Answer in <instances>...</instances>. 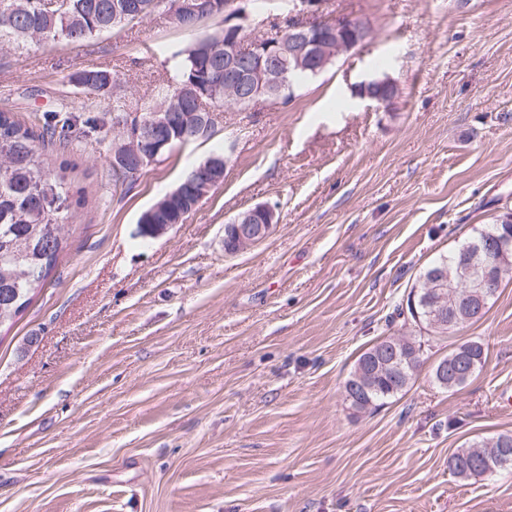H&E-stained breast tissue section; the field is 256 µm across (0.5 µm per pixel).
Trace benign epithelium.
<instances>
[{
	"instance_id": "benign-epithelium-1",
	"label": "benign epithelium",
	"mask_w": 512,
	"mask_h": 512,
	"mask_svg": "<svg viewBox=\"0 0 512 512\" xmlns=\"http://www.w3.org/2000/svg\"><path fill=\"white\" fill-rule=\"evenodd\" d=\"M252 0H176L170 9L174 21L194 18L199 21L220 16L224 18V101L234 105L258 102H277L293 88L290 75L310 69L317 73L333 64L336 59L357 47L364 39L363 28L347 17H322V0H290L288 8V34L274 39H252L245 42L243 33L252 25L249 11ZM387 86L391 97L398 94L397 83L390 78H376L360 85L364 96L378 104L383 100L370 94L378 86ZM222 120L219 109L198 113L194 125L184 127L181 138L209 135ZM165 122L154 118L142 123L136 132L122 123L114 125L112 163L129 161L135 164L134 176L156 162L164 144L156 142V125ZM221 178L209 165L199 167L191 176L200 197H205ZM277 228L275 209L258 204L247 209L224 225V251L240 252L263 242ZM505 262L497 259L482 267L461 265L457 271L464 298L471 299V307L484 310V300L492 295L500 282ZM452 274H444L426 284L436 296L433 304L434 322L445 324L446 316L452 321L459 317L460 304L448 300L446 288Z\"/></svg>"
}]
</instances>
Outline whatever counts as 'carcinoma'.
I'll list each match as a JSON object with an SVG mask.
<instances>
[{
	"label": "carcinoma",
	"mask_w": 512,
	"mask_h": 512,
	"mask_svg": "<svg viewBox=\"0 0 512 512\" xmlns=\"http://www.w3.org/2000/svg\"><path fill=\"white\" fill-rule=\"evenodd\" d=\"M30 0H9L0 7V45L8 42L17 47L30 42L29 32L47 30L53 39L83 43L124 21L128 0H58L55 7L39 10L29 6ZM219 36L207 35L186 50L178 62L181 80L208 92L203 102L222 108L225 105L224 67L219 55L212 53ZM85 90L103 93L114 83L112 72L90 69L77 76ZM178 88L160 86L153 104L144 108L143 115L153 112H178L185 117L191 112L202 111L196 100L177 98ZM78 117L67 111L54 112L42 132L23 126L7 112H0V157L11 160V167L0 169V325L14 320L32 301L33 294L56 265L63 244L64 212L69 209V195L64 178L53 177L46 167L45 151L50 147L64 148L69 142V132L76 126ZM199 197L189 191L172 199L155 213H144L142 224L178 223L179 218L195 209ZM501 224H489L478 235L454 251L439 256L419 276V293L416 305L420 313L419 324L435 336H445L456 329L454 325L437 327L431 321L430 295L425 288L427 281L448 269L455 270L460 258L472 253L476 247L501 235ZM393 340L387 337L366 349L357 359L346 378L343 389L346 400L357 411L384 405L409 388L423 364L422 340H408L396 347L397 360L380 367L369 377L367 390L359 397H350V387L366 376L375 364L373 357L382 348H392ZM465 356L479 368L486 353L479 341H466L453 348L445 359L452 362ZM512 444V433H499L480 440L467 448H459L448 457V470L461 480L484 475V469L472 464L476 450H481L482 460L496 462L500 441Z\"/></svg>",
	"instance_id": "1"
}]
</instances>
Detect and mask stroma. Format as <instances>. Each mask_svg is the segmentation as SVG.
Returning a JSON list of instances; mask_svg holds the SVG:
<instances>
[{
    "label": "stroma",
    "instance_id": "1",
    "mask_svg": "<svg viewBox=\"0 0 512 512\" xmlns=\"http://www.w3.org/2000/svg\"><path fill=\"white\" fill-rule=\"evenodd\" d=\"M366 39L286 103L228 107L213 135L115 185L111 141L50 150L70 186L65 248L0 328V512H512V471L462 481L448 457L512 432V280L484 317L424 344L406 393L355 411L366 348L422 336L393 319L423 269L512 217V0H326ZM190 32L168 15L82 44L0 48V110L33 131L61 109L147 106ZM116 83L90 94L87 69ZM389 76L384 110L354 94ZM223 182L156 237L138 219L197 165ZM258 204L278 227L224 252ZM486 360L463 386L431 374L457 344Z\"/></svg>",
    "mask_w": 512,
    "mask_h": 512
}]
</instances>
